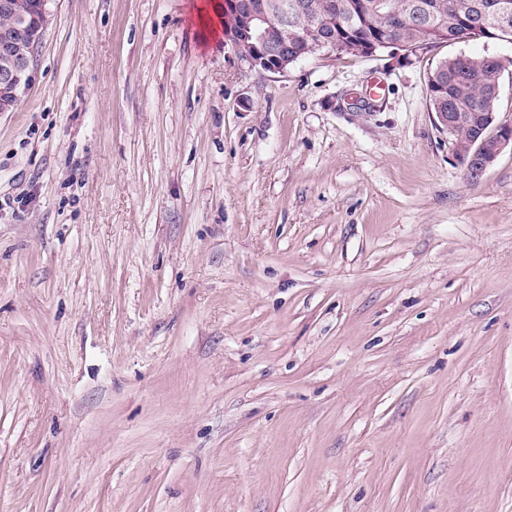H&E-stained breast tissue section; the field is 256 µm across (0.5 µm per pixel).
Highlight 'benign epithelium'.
Listing matches in <instances>:
<instances>
[{"mask_svg":"<svg viewBox=\"0 0 512 512\" xmlns=\"http://www.w3.org/2000/svg\"><path fill=\"white\" fill-rule=\"evenodd\" d=\"M49 0H39L38 25L29 28L21 5L0 0V8L12 13V24L0 27V43L14 51L0 57V112H12L31 81L33 49L41 42L47 23ZM224 44L255 70L285 73L299 60L323 50L349 48L336 41V2L322 0L311 15L304 0H224ZM481 134L463 131L459 112H441L439 119L452 136L453 152L472 180L479 179L508 147L512 148V122L496 112L483 113Z\"/></svg>","mask_w":512,"mask_h":512,"instance_id":"1","label":"benign epithelium"}]
</instances>
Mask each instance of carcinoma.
Here are the masks:
<instances>
[{
  "mask_svg": "<svg viewBox=\"0 0 512 512\" xmlns=\"http://www.w3.org/2000/svg\"><path fill=\"white\" fill-rule=\"evenodd\" d=\"M364 0H336V35L350 42H373L381 51V42L389 38L390 21L374 12L357 11ZM426 5L423 25L400 23L394 37L409 43L443 42L442 27L456 33L466 27L472 38L488 39L481 29L477 6L488 14L496 12L499 0H419ZM500 64L488 56H459L443 62L429 77V100L433 112H461L470 116L477 103L489 92L488 81L498 73Z\"/></svg>",
  "mask_w": 512,
  "mask_h": 512,
  "instance_id": "cac0c4a2",
  "label": "carcinoma"
}]
</instances>
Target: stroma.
<instances>
[{"instance_id": "35a3bbf8", "label": "stroma", "mask_w": 512, "mask_h": 512, "mask_svg": "<svg viewBox=\"0 0 512 512\" xmlns=\"http://www.w3.org/2000/svg\"><path fill=\"white\" fill-rule=\"evenodd\" d=\"M194 2L50 0L0 114V512H512V151L428 91L512 120V42L261 73ZM488 56H459L443 62L429 77V100L433 112L448 129L453 152L464 164L468 177L478 180L510 147L512 150V121L506 123L494 112H482L477 103L489 92L488 81L498 74L499 59ZM438 112V114H437ZM448 112V113H447ZM483 113L485 121L481 134L472 136L463 131L462 116Z\"/></svg>"}]
</instances>
